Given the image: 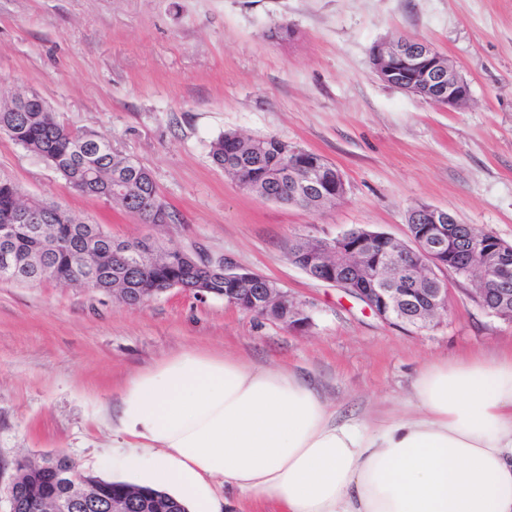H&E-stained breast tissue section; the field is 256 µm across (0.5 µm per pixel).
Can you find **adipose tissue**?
<instances>
[{
	"label": "adipose tissue",
	"mask_w": 512,
	"mask_h": 512,
	"mask_svg": "<svg viewBox=\"0 0 512 512\" xmlns=\"http://www.w3.org/2000/svg\"><path fill=\"white\" fill-rule=\"evenodd\" d=\"M115 454L190 512H512V352L426 363L411 408L340 420L308 379L185 350L120 392Z\"/></svg>",
	"instance_id": "ef3b65f1"
}]
</instances>
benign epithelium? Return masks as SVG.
<instances>
[{
  "instance_id": "7a95c632",
  "label": "benign epithelium",
  "mask_w": 512,
  "mask_h": 512,
  "mask_svg": "<svg viewBox=\"0 0 512 512\" xmlns=\"http://www.w3.org/2000/svg\"><path fill=\"white\" fill-rule=\"evenodd\" d=\"M374 73L386 84L422 96L434 105H459L470 97L468 83L458 74L447 57L428 43L401 37L371 50ZM346 185L342 174L331 167L327 182L318 194L324 200L344 196ZM411 215L410 242L400 257L391 256L385 248L390 236L353 228L334 239H310L301 249L306 273L312 278L352 290L357 298L379 318L387 322L402 321L403 310L416 306L420 315L433 319L448 306V288L437 272L449 269L462 242L455 215L438 207L419 205ZM469 244L476 250V263L467 271L480 279L485 288L480 299L493 297L494 315L512 319V244L488 231L470 229ZM400 266L403 287L388 288L378 275L381 267ZM224 284L232 288L230 298L255 309L267 307L288 296L279 285L257 272L223 262ZM358 276L359 286H349L350 272ZM71 495L63 502L45 499L33 505V512H84L94 504L85 492L81 473L70 475Z\"/></svg>"
}]
</instances>
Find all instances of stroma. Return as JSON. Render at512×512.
I'll list each match as a JSON object with an SVG mask.
<instances>
[{"label": "stroma", "instance_id": "obj_1", "mask_svg": "<svg viewBox=\"0 0 512 512\" xmlns=\"http://www.w3.org/2000/svg\"><path fill=\"white\" fill-rule=\"evenodd\" d=\"M401 35L455 63L465 105L427 103L374 74L373 45ZM19 91L150 170L175 220L144 224L83 195L1 135L0 178L115 238L262 273L310 324L179 288L130 308L53 280L0 282V512L26 459L63 453L119 480L105 462L123 383L186 349L285 365L344 419L396 407L427 361L512 349V323L452 271L440 274L447 310L418 329L382 321L287 256L296 238L355 227L408 242L420 203L512 244V0H0V102ZM228 130L321 155L343 174L344 197L315 211L256 197L211 161Z\"/></svg>", "mask_w": 512, "mask_h": 512}]
</instances>
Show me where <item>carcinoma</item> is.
Segmentation results:
<instances>
[{
  "label": "carcinoma",
  "mask_w": 512,
  "mask_h": 512,
  "mask_svg": "<svg viewBox=\"0 0 512 512\" xmlns=\"http://www.w3.org/2000/svg\"><path fill=\"white\" fill-rule=\"evenodd\" d=\"M42 99L34 94L25 112H0V132L26 151L54 165L56 172L73 189L88 196L115 201L127 212L144 218H158L168 212L159 196L151 173L138 162L119 155L112 140L92 131H72L61 125L52 112L42 109ZM231 132L219 135L212 143L213 164L224 168L230 162L241 173H231L247 191L264 200L317 209L314 184L316 173L296 168L293 156L284 152L288 142L266 137L257 142L242 138L229 142ZM27 205L29 218L15 220L18 207ZM12 224V234L0 239V252H7L14 269L21 275L37 276L48 272L47 279L82 284L95 274V290L113 296L118 288H168L180 285L197 294L199 288L224 295V270L195 256L186 259L177 251L166 250L150 239L129 241L124 252L112 254L103 262L89 249L92 240L104 241L99 225L74 216L59 202L34 198L26 202L19 188L0 179V225ZM79 469L65 454L40 462H26L14 482L16 512H31L30 504L44 497L65 499L70 496L68 473ZM91 495L105 501L126 497L130 512H188L186 507L163 489L141 487L121 481L85 475Z\"/></svg>",
  "instance_id": "cac0c4a2"
}]
</instances>
